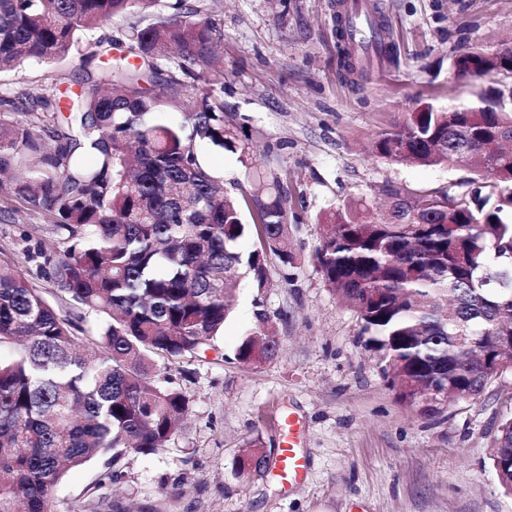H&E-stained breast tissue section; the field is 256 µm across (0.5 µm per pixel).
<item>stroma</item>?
<instances>
[{
    "label": "stroma",
    "instance_id": "stroma-1",
    "mask_svg": "<svg viewBox=\"0 0 512 512\" xmlns=\"http://www.w3.org/2000/svg\"><path fill=\"white\" fill-rule=\"evenodd\" d=\"M224 29V103L246 117L255 169L287 174L295 268L267 263L263 298L276 328L277 358L245 366L233 358L256 322V291L236 290L224 334L212 348L159 368L182 391L190 413L163 450L99 458L68 472L53 512H512V494L492 467L497 427L512 412V376L477 399L423 418L405 410L358 342L360 323L326 288L313 261L318 221L360 200L378 202L388 182L445 185L465 176L457 164L399 165L372 155L379 131L420 102L469 105L491 79L460 78L463 50L494 52L512 43V0H370L398 59L366 67L352 85L340 64L336 0H208ZM0 87L91 94L78 59L54 71L28 64L0 73ZM50 236L45 217L0 215V254L22 259ZM303 425L308 473L287 491L272 470L237 473L248 442L268 456L278 421ZM119 478H111L112 470Z\"/></svg>",
    "mask_w": 512,
    "mask_h": 512
}]
</instances>
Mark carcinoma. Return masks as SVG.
I'll return each mask as SVG.
<instances>
[{
  "mask_svg": "<svg viewBox=\"0 0 512 512\" xmlns=\"http://www.w3.org/2000/svg\"><path fill=\"white\" fill-rule=\"evenodd\" d=\"M127 22L125 38L94 37ZM223 30L206 0H0V72L80 55L89 96L0 91V197L45 215L53 240L28 254L48 269L37 287L0 259V512H52L68 470L117 465L176 435L189 399L161 384L214 342L238 280L258 295L267 259L288 247L287 175L250 172L233 196L198 156L204 145L248 162L244 118L224 105ZM181 112V119L172 112ZM512 108L480 93L460 108L420 104L377 135L395 164L463 163L442 187L387 183L384 202L324 218L314 262L360 321L397 401L438 416L512 373ZM256 247L241 252L240 239ZM260 310L234 351L256 366L278 356ZM492 455L512 492V414ZM268 466L261 442L238 460Z\"/></svg>",
  "mask_w": 512,
  "mask_h": 512,
  "instance_id": "1",
  "label": "carcinoma"
}]
</instances>
